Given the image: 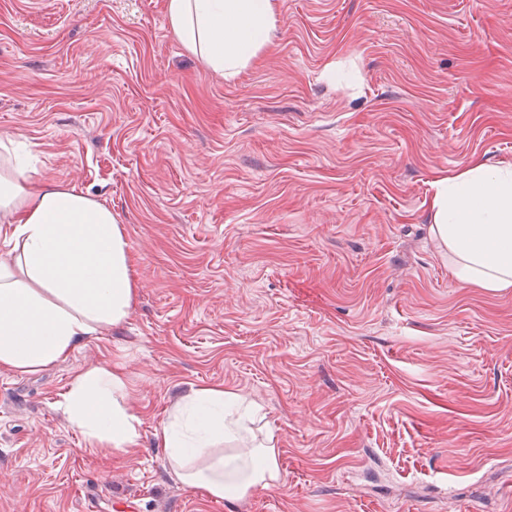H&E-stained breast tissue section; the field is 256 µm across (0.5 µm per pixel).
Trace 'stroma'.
Instances as JSON below:
<instances>
[{
	"label": "stroma",
	"mask_w": 512,
	"mask_h": 512,
	"mask_svg": "<svg viewBox=\"0 0 512 512\" xmlns=\"http://www.w3.org/2000/svg\"><path fill=\"white\" fill-rule=\"evenodd\" d=\"M275 41L227 79L162 0H0V145L111 208L136 288L66 361L0 372V512H512V288L460 282L429 206L512 163V0H279ZM103 363L131 454L60 407ZM199 386L260 406L279 488L176 480L158 434Z\"/></svg>",
	"instance_id": "stroma-1"
}]
</instances>
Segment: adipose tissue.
Returning <instances> with one entry per match:
<instances>
[{"mask_svg": "<svg viewBox=\"0 0 512 512\" xmlns=\"http://www.w3.org/2000/svg\"><path fill=\"white\" fill-rule=\"evenodd\" d=\"M171 30L210 68L232 76L257 63L276 29L277 0H164ZM16 155L0 158V370L36 371L65 360L123 322L134 299L127 241L110 208L63 185H30ZM432 231L457 278L489 292L512 288V163L474 160L434 180ZM126 381L94 366L68 383L62 409L99 448L128 454L140 421L123 403ZM256 407L220 386L193 387L159 435L172 472L220 501L279 487L273 436L252 443Z\"/></svg>", "mask_w": 512, "mask_h": 512, "instance_id": "1", "label": "adipose tissue"}]
</instances>
